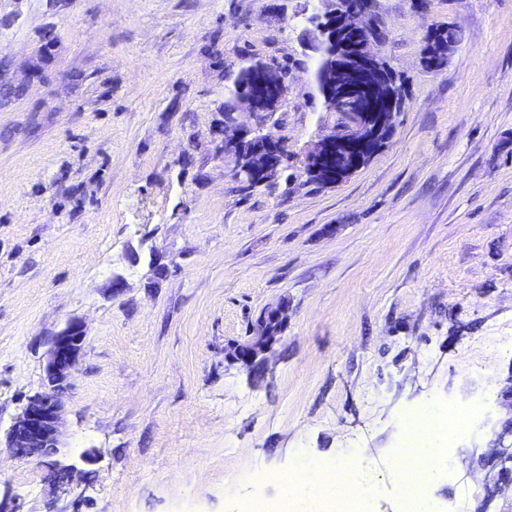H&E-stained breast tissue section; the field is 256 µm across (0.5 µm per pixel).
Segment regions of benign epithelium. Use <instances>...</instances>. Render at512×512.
I'll return each mask as SVG.
<instances>
[{
  "label": "benign epithelium",
  "instance_id": "1",
  "mask_svg": "<svg viewBox=\"0 0 512 512\" xmlns=\"http://www.w3.org/2000/svg\"><path fill=\"white\" fill-rule=\"evenodd\" d=\"M329 5L318 20L338 18L320 27L319 79L316 81L326 108L341 117L330 134L319 139L304 155L303 177L330 186L362 169L388 143V131L398 109L393 76L382 59L362 38L365 11L359 0H321ZM248 81L232 86L237 110L224 117L222 152L233 155V176L244 184L264 182L287 157L283 142L260 125L241 121L244 114L272 115L287 92L282 75L264 63L245 67ZM273 318L284 324L286 307L267 308L251 336L225 348L224 361L251 373L269 363L281 330L267 327ZM86 334L73 321L52 340L45 364L44 390L30 396L11 425L7 439L20 458L34 459L61 445L63 407L59 394L69 385L71 372L82 356ZM480 458L490 464L494 484L512 482V470L502 462L512 460V418L492 429Z\"/></svg>",
  "mask_w": 512,
  "mask_h": 512
}]
</instances>
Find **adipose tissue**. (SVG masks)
I'll use <instances>...</instances> for the list:
<instances>
[{"label": "adipose tissue", "mask_w": 512, "mask_h": 512, "mask_svg": "<svg viewBox=\"0 0 512 512\" xmlns=\"http://www.w3.org/2000/svg\"><path fill=\"white\" fill-rule=\"evenodd\" d=\"M424 427L422 443L416 448L415 454L421 459V466L407 464V449L397 452L393 466L398 473L404 497L408 501L411 512H434L430 499L422 496L418 490L419 484L433 481L439 473L440 445L449 438L446 430L437 424V414L429 407L417 410ZM305 502H313L317 497L327 496H358L365 494V487L356 478V463L352 460L341 462L332 467L311 465L299 469L294 484Z\"/></svg>", "instance_id": "ef3b65f1"}]
</instances>
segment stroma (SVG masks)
Here are the masks:
<instances>
[{"instance_id":"35a3bbf8","label":"stroma","mask_w":512,"mask_h":512,"mask_svg":"<svg viewBox=\"0 0 512 512\" xmlns=\"http://www.w3.org/2000/svg\"><path fill=\"white\" fill-rule=\"evenodd\" d=\"M318 0H0V512H240L258 475L357 455L369 512H403V416L463 408L441 512H512L474 447L512 418V0H377L402 88L360 171L305 183L335 130L302 30ZM439 26L458 41L424 66ZM287 92L288 159L244 188L224 102L253 63ZM288 307L268 370L228 343ZM78 319L62 447L6 434Z\"/></svg>"}]
</instances>
